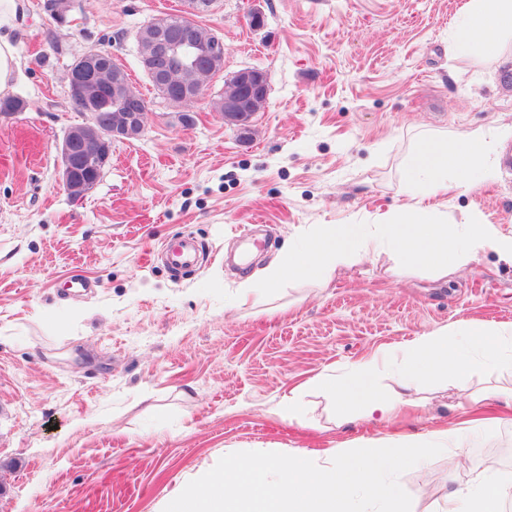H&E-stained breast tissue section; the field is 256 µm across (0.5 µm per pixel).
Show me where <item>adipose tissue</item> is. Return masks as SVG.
Wrapping results in <instances>:
<instances>
[{
	"mask_svg": "<svg viewBox=\"0 0 512 512\" xmlns=\"http://www.w3.org/2000/svg\"><path fill=\"white\" fill-rule=\"evenodd\" d=\"M19 0H0V92L12 84L18 70L12 39L13 19ZM512 38V0H465L454 31L458 51L479 50L500 58L504 43ZM487 143L478 133L447 138L430 135L420 139L411 159L414 171L426 178L429 187L462 186L489 174ZM481 355L487 367H497L505 355H512V327L489 328L473 320L456 334L440 330L422 336L400 349L398 354L365 359L347 374L328 369L312 383L334 401L340 418L360 409L374 422L392 420L419 379L432 375L463 379L468 376L474 355ZM393 370L397 390L386 392L378 376ZM512 498V484L491 473L482 474L473 486H460L450 493L445 512H501L503 501Z\"/></svg>",
	"mask_w": 512,
	"mask_h": 512,
	"instance_id": "ef3b65f1",
	"label": "adipose tissue"
}]
</instances>
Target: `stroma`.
<instances>
[{
  "mask_svg": "<svg viewBox=\"0 0 512 512\" xmlns=\"http://www.w3.org/2000/svg\"><path fill=\"white\" fill-rule=\"evenodd\" d=\"M44 3L21 0L11 91L27 107L0 115V512H163L233 452L326 458L449 430L470 464L449 475L442 454L402 474L411 512H442L453 486L486 470L512 483V410H485L512 387V363L422 379L416 408L388 425L338 423L310 383L443 327L512 325V266L493 252L445 280L365 256L237 302L315 225L416 206L403 184L423 134L484 133L491 177L425 203L512 234V66L450 49L463 0H215L199 23L223 39L224 69L187 129L140 69L135 40L182 0H73L63 25ZM92 47L111 52L149 111L74 199L58 180L63 136L83 120L66 74ZM247 67L266 72L269 95L245 136L212 103ZM186 233L205 258L179 278L156 253ZM291 394L290 424L278 410Z\"/></svg>",
  "mask_w": 512,
  "mask_h": 512,
  "instance_id": "35a3bbf8",
  "label": "stroma"
}]
</instances>
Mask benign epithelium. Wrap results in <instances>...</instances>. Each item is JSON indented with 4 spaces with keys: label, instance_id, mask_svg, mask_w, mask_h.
Listing matches in <instances>:
<instances>
[{
    "label": "benign epithelium",
    "instance_id": "benign-epithelium-1",
    "mask_svg": "<svg viewBox=\"0 0 512 512\" xmlns=\"http://www.w3.org/2000/svg\"><path fill=\"white\" fill-rule=\"evenodd\" d=\"M155 56L170 62L173 69L194 67L203 58L224 57V45L215 42L204 52L197 51L194 31L182 30L178 39L170 35L167 24L152 23ZM102 60L84 54L78 57L67 74L69 99L83 111V122L70 126L60 146L59 181L65 192L80 198L100 180L108 164L115 140L135 139L143 132L145 103L132 98H119L122 106L104 116L107 108L99 91L98 76ZM268 96L267 74L247 68L235 74L234 91L224 98L221 112L224 122L241 132L250 128L251 119Z\"/></svg>",
    "mask_w": 512,
    "mask_h": 512
}]
</instances>
